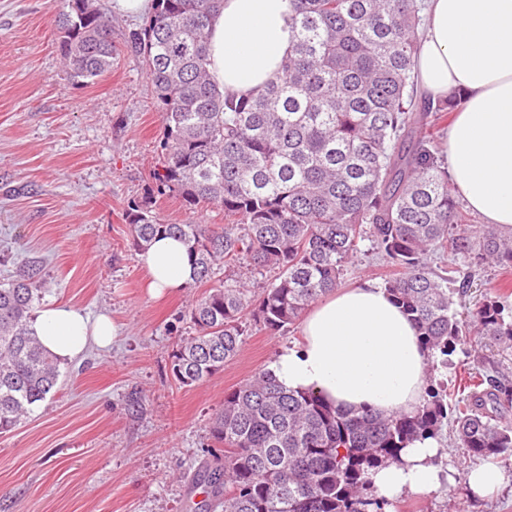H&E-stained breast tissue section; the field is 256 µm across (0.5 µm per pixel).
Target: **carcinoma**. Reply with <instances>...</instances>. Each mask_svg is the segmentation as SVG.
<instances>
[{"mask_svg":"<svg viewBox=\"0 0 512 512\" xmlns=\"http://www.w3.org/2000/svg\"><path fill=\"white\" fill-rule=\"evenodd\" d=\"M223 0H153L128 47L142 58L161 110L162 161L152 179L188 206L224 209L227 223L164 224L147 194L128 205L134 243L181 239L196 272L246 264L277 271L256 294L227 278L191 306L196 335L173 350L183 387L207 382L240 351L248 320L272 331L295 325L336 290L367 241L397 273L384 282L434 357L424 402L412 414H353L312 392L290 391L265 370L224 395L211 422L217 447L201 466L216 512H384L367 475L401 463L418 437L452 427L477 459L512 450V310L488 297L473 313L496 349L494 374L448 403L436 372L464 349L455 296L472 270L512 268V232L464 224L448 168L418 130L448 119L461 94L418 99L417 0H291L293 45L282 77L256 97H231L208 69L210 23ZM68 78L84 86L112 69V22L92 0H62L55 15ZM451 254L438 273L429 254ZM43 290L28 263L0 285V434L12 431L58 384L56 359L29 322Z\"/></svg>","mask_w":512,"mask_h":512,"instance_id":"carcinoma-1","label":"carcinoma"}]
</instances>
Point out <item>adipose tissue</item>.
<instances>
[{"mask_svg": "<svg viewBox=\"0 0 512 512\" xmlns=\"http://www.w3.org/2000/svg\"><path fill=\"white\" fill-rule=\"evenodd\" d=\"M427 26L415 58L423 94L464 96L448 129L451 188L486 223L512 231V0H426ZM290 0H223L211 25L210 65L225 94L257 96L282 76L293 44ZM146 288L160 297L192 283L185 244L155 239L138 255ZM32 330L55 359L70 361L89 345L110 347L111 317L54 302ZM430 356L408 317L384 288L366 281L321 298L305 315L298 343L279 349L267 370L284 388L310 391L351 412L409 414L422 404ZM436 439L417 440L398 464L371 470L378 496L452 483L437 465Z\"/></svg>", "mask_w": 512, "mask_h": 512, "instance_id": "ef3b65f1", "label": "adipose tissue"}]
</instances>
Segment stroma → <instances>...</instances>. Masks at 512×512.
<instances>
[{
  "instance_id": "stroma-1",
  "label": "stroma",
  "mask_w": 512,
  "mask_h": 512,
  "mask_svg": "<svg viewBox=\"0 0 512 512\" xmlns=\"http://www.w3.org/2000/svg\"><path fill=\"white\" fill-rule=\"evenodd\" d=\"M112 21L117 54L104 77L73 87L54 31L53 0H0V283L26 261L42 265L41 302H68L111 315L120 336L60 365L56 392L0 435V512H201L190 481L213 441L210 422L226 393L265 369L299 328L251 324L239 354L205 384L180 386L171 373L176 345L194 335L188 310L200 295L183 288L150 298L126 211L141 200L161 156L162 122L141 60L124 43L146 20L99 0ZM167 224H220L210 205L186 206L154 193ZM512 299V270L486 266L456 308L470 314L485 295ZM470 336L446 372L450 391L468 385L491 357ZM455 480L409 493L389 512H512L507 481L473 496L472 458L440 439Z\"/></svg>"
}]
</instances>
